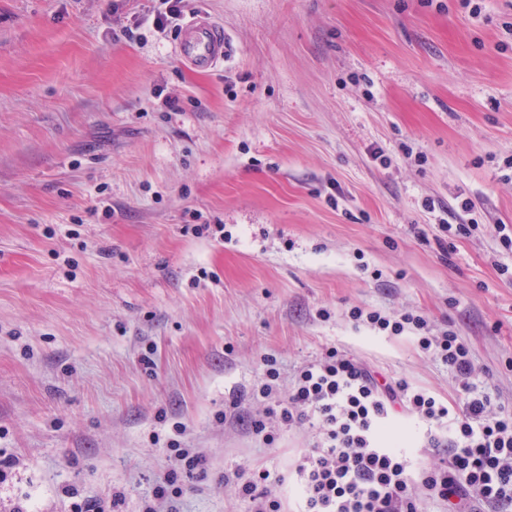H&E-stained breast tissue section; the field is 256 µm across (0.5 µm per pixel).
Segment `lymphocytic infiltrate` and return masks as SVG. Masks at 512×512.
<instances>
[{
  "label": "lymphocytic infiltrate",
  "mask_w": 512,
  "mask_h": 512,
  "mask_svg": "<svg viewBox=\"0 0 512 512\" xmlns=\"http://www.w3.org/2000/svg\"><path fill=\"white\" fill-rule=\"evenodd\" d=\"M350 317L397 334L417 332L419 348L458 379L459 401L451 407L404 380L377 379L362 362L333 347L303 366L284 396L273 360L265 359L256 395L266 407L251 423L253 435L270 446L280 432L305 425L318 430L313 448L288 471L298 489V512H423L428 500L446 505L448 512H473L478 504L512 512V406L479 391L467 345L450 329L428 333L420 314L389 318L355 308ZM398 410L432 426L451 422V436H430L428 444L437 450L431 462L418 467L383 446L380 430ZM269 478V472L241 468L224 474L249 512H283L282 501L264 489Z\"/></svg>",
  "instance_id": "lymphocytic-infiltrate-1"
}]
</instances>
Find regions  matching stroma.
<instances>
[{
  "label": "stroma",
  "mask_w": 512,
  "mask_h": 512,
  "mask_svg": "<svg viewBox=\"0 0 512 512\" xmlns=\"http://www.w3.org/2000/svg\"><path fill=\"white\" fill-rule=\"evenodd\" d=\"M159 6L0 0V512H141L172 471L176 512H245L238 466L294 502L310 430L250 431L268 357L457 402L354 306L453 327L512 405V0H187L231 40L207 72Z\"/></svg>",
  "instance_id": "35a3bbf8"
}]
</instances>
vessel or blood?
Here are the masks:
<instances>
[{"label":"vessel or blood","mask_w":512,"mask_h":512,"mask_svg":"<svg viewBox=\"0 0 512 512\" xmlns=\"http://www.w3.org/2000/svg\"><path fill=\"white\" fill-rule=\"evenodd\" d=\"M228 37L216 22L196 16L182 26L176 43L179 56L200 71H209L228 57Z\"/></svg>","instance_id":"vessel-or-blood-1"}]
</instances>
